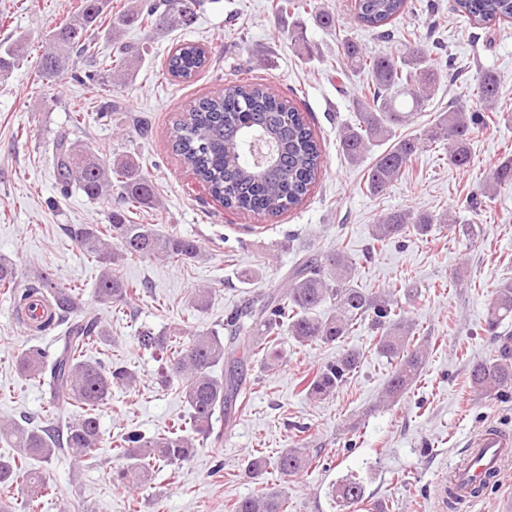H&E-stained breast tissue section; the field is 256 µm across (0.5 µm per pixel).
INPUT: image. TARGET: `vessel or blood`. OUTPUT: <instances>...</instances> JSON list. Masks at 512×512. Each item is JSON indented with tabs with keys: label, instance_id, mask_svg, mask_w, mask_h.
<instances>
[{
	"label": "vessel or blood",
	"instance_id": "obj_1",
	"mask_svg": "<svg viewBox=\"0 0 512 512\" xmlns=\"http://www.w3.org/2000/svg\"><path fill=\"white\" fill-rule=\"evenodd\" d=\"M510 461L512 435L495 424H486L471 434L461 460L451 465L448 487L455 498H470L479 482L499 480Z\"/></svg>",
	"mask_w": 512,
	"mask_h": 512
}]
</instances>
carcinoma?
I'll list each match as a JSON object with an SVG mask.
<instances>
[{
  "label": "carcinoma",
  "mask_w": 512,
  "mask_h": 512,
  "mask_svg": "<svg viewBox=\"0 0 512 512\" xmlns=\"http://www.w3.org/2000/svg\"><path fill=\"white\" fill-rule=\"evenodd\" d=\"M111 0H81L80 6L53 28L45 38L35 75L50 79L67 71L77 59L98 54L95 39L105 29L111 47L110 80L101 81V91L111 96L126 84L143 60L144 51L123 41L127 28L146 25L165 33L194 23L201 0H130L114 13ZM462 17L484 25L512 19V0H454ZM410 8L408 0H355L356 19L365 28L377 30L395 22ZM404 50L396 55L371 53L351 39L342 41L347 67L367 73L370 84L364 99L357 101V123L339 134V147L352 164L362 161L375 146L386 148L367 169L365 185L371 195L386 191L431 145L443 144L448 162L458 168L470 165L469 137L484 122V113L497 111L499 83L487 71L476 79L471 93L479 104L448 106L435 122L403 134L400 129L426 111L439 90L443 74L431 53L414 32L404 36ZM27 39L19 36L0 42V74L23 60ZM202 46L183 42L174 47L164 67L166 78L189 80L206 65ZM173 150L195 179L225 209L254 215H279L299 206L312 190L320 169V149L302 113L293 111L284 119L283 101L261 83H242L224 92L199 98L188 117L171 131ZM53 167L58 185L67 193L75 188L92 201L108 202L117 192L121 204L108 212V224H86L71 230L83 253L94 260L100 274L94 288L99 304H124L137 296V287L125 281L117 268L130 258L188 261L199 258L196 241L174 233H161L151 224H135L128 213L157 205L153 181L130 157L111 160L80 141L56 139ZM512 185V155L493 169L484 193L492 196L502 186ZM453 229L444 215L397 210L372 225L374 240L388 243L409 234L426 236L435 230ZM357 261L336 250L322 256L302 258L285 278L284 286L252 298L226 323L227 335L217 330L185 336H167L150 328L139 331V345L160 354L159 380L164 387H177L187 415L165 433L146 437L137 430L122 433L114 446L119 466L112 483L128 489L145 486L152 473L164 466L189 460L196 443L218 441L224 431L215 429V416L230 422L237 401L246 396L248 365L260 350L262 363L274 370L283 362L277 342L283 335L297 344L338 343L363 322L377 333L376 349L390 361L385 400L393 402L409 394L423 372L427 350L415 340L412 323L395 306L388 293L371 292L354 281ZM15 263L0 257V288L7 289L14 311L35 312L41 301L48 313L30 319L26 329L43 335L60 325L48 353L31 347L16 358L20 376L47 387L49 403L63 407L77 403L84 409L78 418L62 424L31 426L15 420L0 423V441L13 453L0 454V487L17 486L27 495L26 505L54 494L47 464L64 451L76 461L97 456L102 447L99 411L112 398V388L132 389L137 376L118 362L102 363L84 358L92 345L112 342L110 330L95 310L82 306L79 292L66 287L42 269L32 271L23 287L17 284ZM512 319V280L499 284L488 303L486 331L497 335L503 321ZM363 353L351 348L340 353L300 381L301 391L311 399L324 400L336 394L359 367ZM224 366V375L214 369ZM470 387L479 396L491 397L512 386V334L498 335L495 358L478 360L469 370ZM316 456L301 441L283 449L276 469L285 476L308 470ZM329 495L337 512H386L382 502L366 495V478L350 473L332 484ZM233 512H288V498L277 491H260L239 499Z\"/></svg>",
  "instance_id": "carcinoma-1"
}]
</instances>
